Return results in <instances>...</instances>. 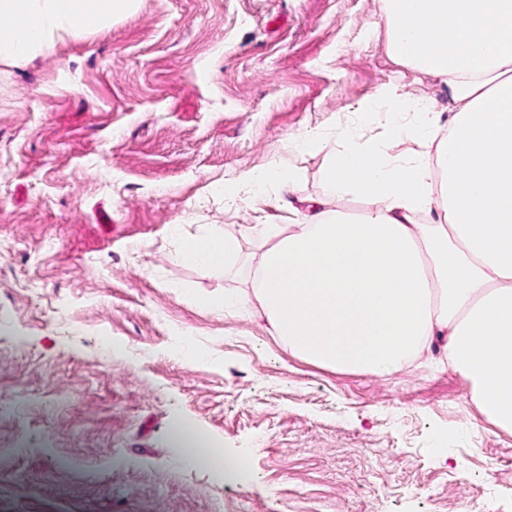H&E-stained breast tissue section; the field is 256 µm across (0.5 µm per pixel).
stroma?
Masks as SVG:
<instances>
[{"instance_id":"1","label":"stroma","mask_w":512,"mask_h":512,"mask_svg":"<svg viewBox=\"0 0 512 512\" xmlns=\"http://www.w3.org/2000/svg\"><path fill=\"white\" fill-rule=\"evenodd\" d=\"M386 30L384 0H138L0 62V512H512V434L438 357L318 367L195 304L243 276L175 259L181 233L248 253L287 224L275 189L226 199L249 172L324 195L349 130L411 156L386 95L448 122L447 82L395 61ZM177 421L220 462L189 457Z\"/></svg>"}]
</instances>
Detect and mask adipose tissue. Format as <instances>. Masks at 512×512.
<instances>
[{
	"label": "adipose tissue",
	"instance_id": "ef3b65f1",
	"mask_svg": "<svg viewBox=\"0 0 512 512\" xmlns=\"http://www.w3.org/2000/svg\"><path fill=\"white\" fill-rule=\"evenodd\" d=\"M384 2L392 56L446 78L456 104L448 128L429 107L391 95L396 131L420 152L400 159L349 131L325 171L331 196L370 202L361 217L308 198L295 224L267 226L256 253L216 232L180 236L178 260L244 272L249 290L200 305L258 307L309 363L391 375L438 351L481 414L512 433V0ZM133 4L0 0V61L106 30Z\"/></svg>",
	"mask_w": 512,
	"mask_h": 512
}]
</instances>
